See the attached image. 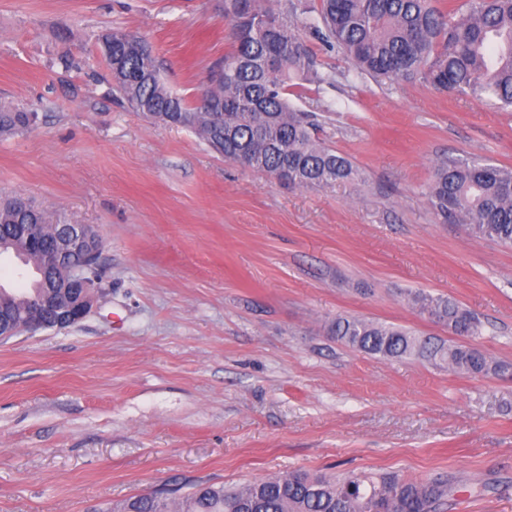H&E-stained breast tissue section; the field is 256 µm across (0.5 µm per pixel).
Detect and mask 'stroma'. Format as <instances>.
Here are the masks:
<instances>
[{
    "label": "stroma",
    "mask_w": 512,
    "mask_h": 512,
    "mask_svg": "<svg viewBox=\"0 0 512 512\" xmlns=\"http://www.w3.org/2000/svg\"><path fill=\"white\" fill-rule=\"evenodd\" d=\"M224 0H0V196L96 225L105 295L65 329L0 341V512H91L155 491L296 470L451 476L447 512H512V246L431 210L443 158L512 166V112L356 73L309 32L296 104L359 186L298 187L113 97L94 47L123 29L193 100L228 58ZM73 65L64 68L60 60ZM423 291L479 318L505 372L471 378L325 333L339 315L441 340ZM35 119V113L0 106V136H11L26 130Z\"/></svg>",
    "instance_id": "1"
}]
</instances>
